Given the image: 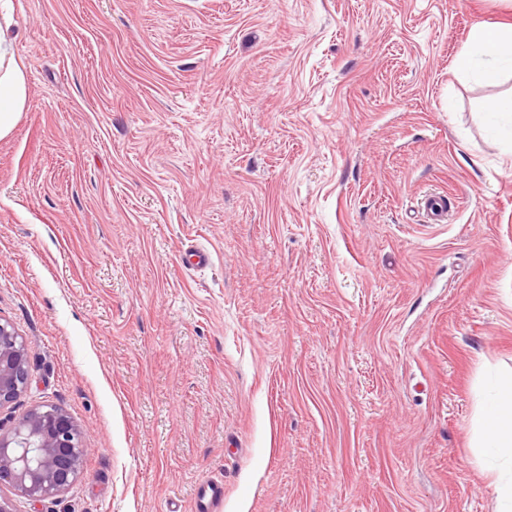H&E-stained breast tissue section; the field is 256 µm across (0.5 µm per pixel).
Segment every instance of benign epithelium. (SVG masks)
<instances>
[{"mask_svg": "<svg viewBox=\"0 0 512 512\" xmlns=\"http://www.w3.org/2000/svg\"><path fill=\"white\" fill-rule=\"evenodd\" d=\"M29 384L28 348L8 321H0V407ZM89 452L84 430L56 406H41L0 427V484L40 502L57 496L80 476Z\"/></svg>", "mask_w": 512, "mask_h": 512, "instance_id": "1", "label": "benign epithelium"}]
</instances>
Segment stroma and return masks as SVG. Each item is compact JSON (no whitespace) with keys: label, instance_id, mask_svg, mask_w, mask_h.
<instances>
[{"label":"stroma","instance_id":"stroma-1","mask_svg":"<svg viewBox=\"0 0 512 512\" xmlns=\"http://www.w3.org/2000/svg\"><path fill=\"white\" fill-rule=\"evenodd\" d=\"M11 425L78 481L16 512H499L478 418L512 373V153L457 73L512 0H0ZM447 194L448 223L417 207ZM211 253L184 267L186 246ZM12 27V17L4 11L0 15V138L12 131L27 104L26 75L15 59ZM28 384L26 342L10 322L0 318V408L15 400ZM224 501V481L206 478L198 482L195 493L196 512H214Z\"/></svg>","mask_w":512,"mask_h":512}]
</instances>
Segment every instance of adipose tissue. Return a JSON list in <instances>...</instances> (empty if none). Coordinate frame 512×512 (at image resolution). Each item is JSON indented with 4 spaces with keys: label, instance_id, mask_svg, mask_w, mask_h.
I'll list each match as a JSON object with an SVG mask.
<instances>
[{
    "label": "adipose tissue",
    "instance_id": "obj_1",
    "mask_svg": "<svg viewBox=\"0 0 512 512\" xmlns=\"http://www.w3.org/2000/svg\"><path fill=\"white\" fill-rule=\"evenodd\" d=\"M10 14L0 15V138L13 129L17 117L27 104L26 75L15 59ZM491 57L512 64V25L477 27L458 54L457 71L491 76V69H479L478 60ZM481 440L499 460L512 463V377L498 381L495 400L482 418Z\"/></svg>",
    "mask_w": 512,
    "mask_h": 512
}]
</instances>
